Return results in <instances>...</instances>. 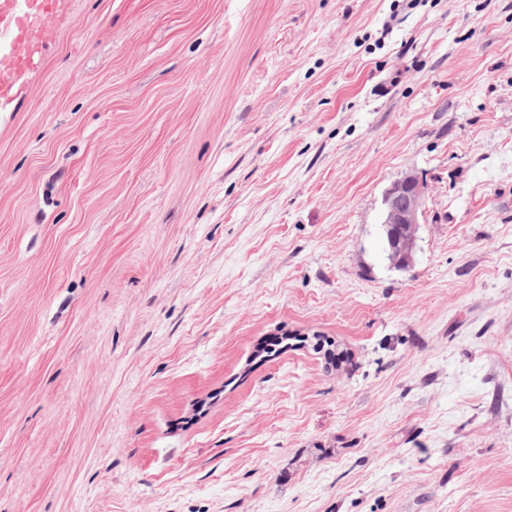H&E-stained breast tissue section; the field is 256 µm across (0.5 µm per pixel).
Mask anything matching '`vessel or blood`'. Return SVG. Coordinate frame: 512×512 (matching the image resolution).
Listing matches in <instances>:
<instances>
[{"label":"vessel or blood","mask_w":512,"mask_h":512,"mask_svg":"<svg viewBox=\"0 0 512 512\" xmlns=\"http://www.w3.org/2000/svg\"><path fill=\"white\" fill-rule=\"evenodd\" d=\"M61 0H0V112L9 110L41 62Z\"/></svg>","instance_id":"b4317fda"}]
</instances>
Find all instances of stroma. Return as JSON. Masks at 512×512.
I'll return each instance as SVG.
<instances>
[{"mask_svg":"<svg viewBox=\"0 0 512 512\" xmlns=\"http://www.w3.org/2000/svg\"><path fill=\"white\" fill-rule=\"evenodd\" d=\"M0 512H512V0H68L0 112ZM425 191L420 181L407 175L394 182L384 197L382 224L388 229L392 226L406 229L407 241L413 240L411 250L403 249L400 260L394 262L397 267L407 269L413 264V246L416 242L420 218L423 215Z\"/></svg>","mask_w":512,"mask_h":512,"instance_id":"obj_1","label":"stroma"}]
</instances>
